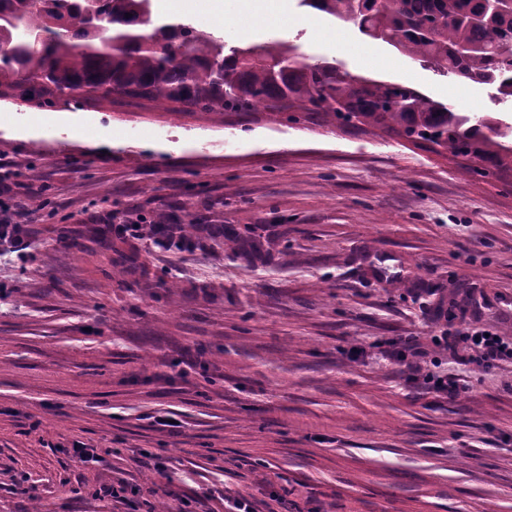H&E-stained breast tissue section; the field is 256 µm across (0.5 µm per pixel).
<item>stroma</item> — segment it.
Wrapping results in <instances>:
<instances>
[{"label":"stroma","instance_id":"1","mask_svg":"<svg viewBox=\"0 0 512 512\" xmlns=\"http://www.w3.org/2000/svg\"><path fill=\"white\" fill-rule=\"evenodd\" d=\"M247 7L224 0L209 33L282 35L441 101L460 88L465 111L512 124L492 86L354 25ZM0 158L33 232L0 257V512H227L228 491L259 512H512V364L460 338L512 337V180L369 132L120 96L0 101ZM189 218L188 250L117 231ZM438 371L465 392L421 388ZM165 414L179 433L156 429ZM76 441L103 463H78Z\"/></svg>","mask_w":512,"mask_h":512}]
</instances>
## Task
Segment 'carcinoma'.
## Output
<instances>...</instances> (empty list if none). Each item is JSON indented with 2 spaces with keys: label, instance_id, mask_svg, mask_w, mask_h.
I'll return each mask as SVG.
<instances>
[{
  "label": "carcinoma",
  "instance_id": "1",
  "mask_svg": "<svg viewBox=\"0 0 512 512\" xmlns=\"http://www.w3.org/2000/svg\"><path fill=\"white\" fill-rule=\"evenodd\" d=\"M369 39L452 77L495 87L512 102V8L486 0H299ZM172 104L226 122H319L405 139L468 161L469 172L512 174V125L460 112L417 87L307 61L285 38L228 45L180 21L152 17L151 0H0V100L39 108L112 95Z\"/></svg>",
  "mask_w": 512,
  "mask_h": 512
}]
</instances>
